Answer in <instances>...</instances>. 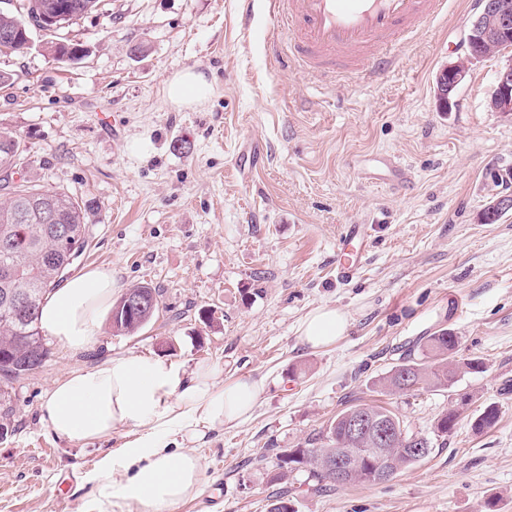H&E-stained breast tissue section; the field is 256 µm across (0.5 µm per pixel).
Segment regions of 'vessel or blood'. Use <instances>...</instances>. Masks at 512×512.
<instances>
[{
  "label": "vessel or blood",
  "instance_id": "obj_1",
  "mask_svg": "<svg viewBox=\"0 0 512 512\" xmlns=\"http://www.w3.org/2000/svg\"><path fill=\"white\" fill-rule=\"evenodd\" d=\"M277 26L272 45H286L280 67L333 77H378L395 47L448 12V0H266Z\"/></svg>",
  "mask_w": 512,
  "mask_h": 512
}]
</instances>
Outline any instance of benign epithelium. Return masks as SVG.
<instances>
[{"mask_svg":"<svg viewBox=\"0 0 512 512\" xmlns=\"http://www.w3.org/2000/svg\"><path fill=\"white\" fill-rule=\"evenodd\" d=\"M484 7L470 22L466 36L467 55L464 60L443 69L437 78V98L444 108H451V99L465 77L468 63L496 55L512 46V8L502 0H483ZM492 110L512 114V60L496 73L495 89L490 100ZM0 306L16 312H27L24 295L19 291L0 296ZM156 306L142 288H131L120 296L116 307L130 314L150 316Z\"/></svg>","mask_w":512,"mask_h":512,"instance_id":"7a95c632","label":"benign epithelium"}]
</instances>
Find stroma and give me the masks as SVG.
I'll return each instance as SVG.
<instances>
[{
    "mask_svg": "<svg viewBox=\"0 0 512 512\" xmlns=\"http://www.w3.org/2000/svg\"><path fill=\"white\" fill-rule=\"evenodd\" d=\"M478 0H453L446 17L399 47L377 82L281 70L257 12L242 0H98L61 29L85 57L55 61L34 33L26 53L0 54L16 73L0 89V130L26 146L22 177L92 203L85 250L68 277L111 272L120 290L147 284L158 314L138 333L104 322L87 348L52 346L39 370L4 380L12 432L0 440V512H121L95 504L89 480L119 455L126 429L76 442L53 435L40 406L52 383L133 352L185 367H222L219 383L266 382L252 416L177 439L201 460V494L171 512H268L283 484L298 512H512V210L480 215L492 195H512V115L489 107L512 48L470 65L451 111L435 101L436 76L466 53ZM192 68L211 85L201 105L165 94ZM262 160L242 173L239 156ZM409 175L393 182L375 158ZM365 234L361 268L336 276L351 225ZM332 306L349 327L311 349L299 323ZM448 329L455 360H479L447 389L405 395L375 382L422 337ZM375 402L427 436L430 455L378 484L309 489L306 473L279 478L278 448H303L346 406ZM498 410L490 428L473 421ZM456 411L448 436L434 426Z\"/></svg>",
    "mask_w": 512,
    "mask_h": 512,
    "instance_id": "obj_1",
    "label": "stroma"
}]
</instances>
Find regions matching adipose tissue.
Wrapping results in <instances>:
<instances>
[{"label": "adipose tissue", "instance_id": "obj_1", "mask_svg": "<svg viewBox=\"0 0 512 512\" xmlns=\"http://www.w3.org/2000/svg\"><path fill=\"white\" fill-rule=\"evenodd\" d=\"M210 85L192 69L167 82L170 104L190 107L205 101ZM118 288L111 273L92 270L53 289L39 315L43 331L72 353L83 351L102 324ZM346 315L333 307L314 310L300 325L310 348L335 344L347 330ZM218 367L192 369L164 358L129 354L55 380L41 417L58 437L94 441L125 428L131 438L120 459L100 460L97 496L139 512H164L196 496L202 463L191 452L169 446L171 437L196 438L205 431L247 420L264 391L263 381L241 377L218 384Z\"/></svg>", "mask_w": 512, "mask_h": 512}]
</instances>
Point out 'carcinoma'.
Returning a JSON list of instances; mask_svg holds the SVG:
<instances>
[{"label":"carcinoma","instance_id":"cac0c4a2","mask_svg":"<svg viewBox=\"0 0 512 512\" xmlns=\"http://www.w3.org/2000/svg\"><path fill=\"white\" fill-rule=\"evenodd\" d=\"M97 0H19L14 10H0V53L22 54L32 43L31 20L52 16L70 23L96 7ZM58 28L45 30L54 59L72 63L83 56V49L52 37ZM22 140L10 132H0V243L9 242V250L0 249V295L7 288H25L31 300L34 318L24 321L0 308V353L18 365L33 371L43 367L51 352L47 347L38 321L40 306L46 293L58 286L66 271L87 245V216L91 204L78 201L64 191L42 190L17 184L14 175L22 165ZM70 229L69 238L60 241L47 231L43 215ZM142 327L141 321L113 315L112 328L117 334H133ZM457 340L448 330L441 329L426 337L419 346L421 355H407L387 376L379 379L378 387L389 394H406L423 385L446 389L455 383L464 369L476 370L479 364L471 360L451 359ZM392 422L393 433L386 454L375 450L371 437L360 442L348 434L351 415ZM431 452L430 440L419 433L407 431L403 422L391 410L369 403H355L336 415L318 447L288 448L275 454L280 478L293 473H307L312 489L324 483L336 482V477L321 468L324 461H334L342 455L353 462L346 475L349 484H375L393 478L400 471L424 460Z\"/></svg>","mask_w":512,"mask_h":512}]
</instances>
